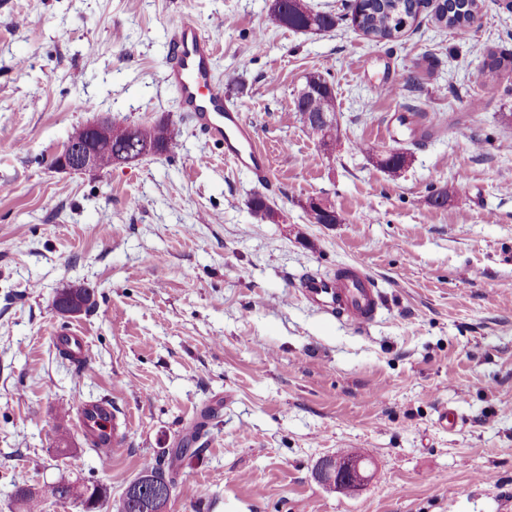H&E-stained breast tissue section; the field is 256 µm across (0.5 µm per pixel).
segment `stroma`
Masks as SVG:
<instances>
[{
    "instance_id": "obj_1",
    "label": "stroma",
    "mask_w": 512,
    "mask_h": 512,
    "mask_svg": "<svg viewBox=\"0 0 512 512\" xmlns=\"http://www.w3.org/2000/svg\"><path fill=\"white\" fill-rule=\"evenodd\" d=\"M307 2L343 17V0ZM268 5L0 0V512L26 485L42 512H84L51 497L63 477L103 485L112 512L171 448L187 454L168 512H512V73H478L487 49L512 51V11L481 0L457 30L423 13L376 43L344 17L277 27ZM185 20L218 33L216 75L271 157L268 183L196 135L168 84ZM315 71L336 96L331 155L296 109ZM99 117L167 121L178 147L54 170ZM397 148L393 177L377 159ZM257 196L278 221L257 223ZM313 200L338 223H310ZM348 264L382 294L363 329L298 293ZM72 285L95 305L70 318L54 299ZM70 323L90 343L81 372L53 343ZM104 398L126 439L106 463L74 418ZM348 449L374 472L350 495L316 477Z\"/></svg>"
}]
</instances>
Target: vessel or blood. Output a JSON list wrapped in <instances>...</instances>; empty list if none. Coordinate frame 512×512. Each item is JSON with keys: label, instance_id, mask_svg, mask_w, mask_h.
Masks as SVG:
<instances>
[{"label": "vessel or blood", "instance_id": "obj_1", "mask_svg": "<svg viewBox=\"0 0 512 512\" xmlns=\"http://www.w3.org/2000/svg\"><path fill=\"white\" fill-rule=\"evenodd\" d=\"M215 52L216 41L212 34L201 31L193 22H181L169 40L167 79L176 86L182 107L191 117L196 132L220 146L225 160L237 169L251 173L259 181H267L269 157L258 147L255 131L242 113L225 105L224 88L214 76ZM299 293L310 304L359 327L368 326L374 320L380 302L373 279L355 265L338 268L332 277L307 275ZM53 343L76 367L87 366L90 345L78 327L57 329ZM77 421L82 431L96 432L108 454L122 450L123 438L119 430L111 426L110 402L81 404Z\"/></svg>", "mask_w": 512, "mask_h": 512}]
</instances>
